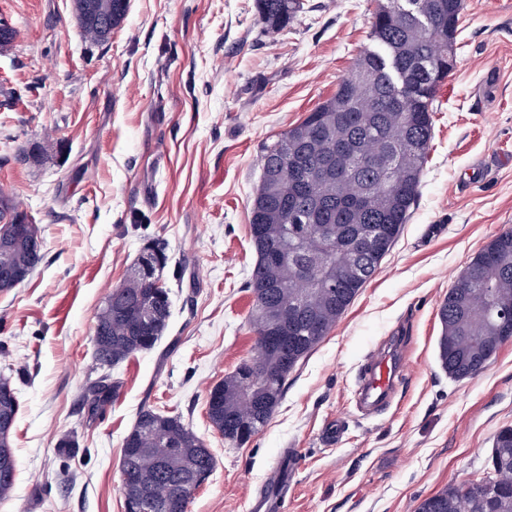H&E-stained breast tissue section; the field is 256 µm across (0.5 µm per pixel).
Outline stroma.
I'll use <instances>...</instances> for the list:
<instances>
[{"mask_svg": "<svg viewBox=\"0 0 512 512\" xmlns=\"http://www.w3.org/2000/svg\"><path fill=\"white\" fill-rule=\"evenodd\" d=\"M379 0H303L286 27L256 0H130L105 44L72 0H0V188L38 225L44 259L0 292V348L25 366L0 512H124L123 439L142 405L182 416L215 467L187 512H249L281 453L300 466L280 512H416L482 476L512 425V340L478 376L437 360L438 308L481 249L512 228V0H464L457 67L438 88L410 219L342 318L288 377L268 424L233 447L208 421L210 389L255 353L250 212L262 146L335 94L375 49ZM171 292L154 349L113 370L103 417L83 408L106 294L150 241ZM402 347L389 408H359L354 378L384 341ZM75 434L77 457L56 452Z\"/></svg>", "mask_w": 512, "mask_h": 512, "instance_id": "35a3bbf8", "label": "stroma"}]
</instances>
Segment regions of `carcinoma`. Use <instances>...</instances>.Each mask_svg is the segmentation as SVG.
Listing matches in <instances>:
<instances>
[{
    "mask_svg": "<svg viewBox=\"0 0 512 512\" xmlns=\"http://www.w3.org/2000/svg\"><path fill=\"white\" fill-rule=\"evenodd\" d=\"M431 19L412 27L397 14V0L376 10L372 38L379 45L359 58L336 93L261 151V179L250 219L256 254L247 281L253 297L251 322L257 353L210 390L211 426L242 446L269 422L288 375L342 317L359 290L408 223L419 193L433 131V102L448 65V24L459 25L463 0H418ZM301 0H257L260 20L284 26L301 12ZM83 38L108 40L125 19L122 0H73ZM142 257L138 277L112 288V308H100L93 337L97 377L84 405L93 414L117 398L122 381L112 369L152 350L168 323L144 336L138 296L156 288L167 265L165 248ZM43 249L30 238L0 250V270L21 267L32 274ZM512 229L497 234L469 263L439 305L438 360L448 376L463 380L482 372L512 339ZM286 336L288 346L266 344ZM0 372V417L16 422L19 412L13 374ZM141 449L128 451L129 444ZM57 453L74 458L80 448L67 434ZM153 448L165 449L158 462ZM121 469L138 475L132 491L189 504L208 479L214 457L179 415L143 405L124 437ZM14 452L0 466V500L13 491ZM416 512H512V426L493 437L488 471L450 484L417 505Z\"/></svg>",
    "mask_w": 512,
    "mask_h": 512,
    "instance_id": "1",
    "label": "carcinoma"
}]
</instances>
